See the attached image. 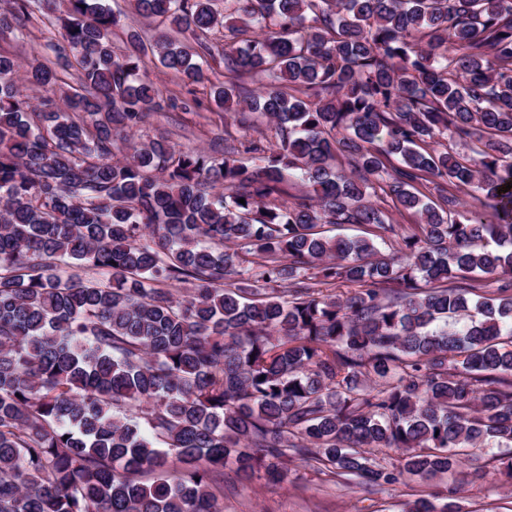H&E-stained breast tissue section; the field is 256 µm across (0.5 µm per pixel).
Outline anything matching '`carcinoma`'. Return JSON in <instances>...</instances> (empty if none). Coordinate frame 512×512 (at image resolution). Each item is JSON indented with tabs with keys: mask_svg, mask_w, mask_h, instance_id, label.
<instances>
[{
	"mask_svg": "<svg viewBox=\"0 0 512 512\" xmlns=\"http://www.w3.org/2000/svg\"><path fill=\"white\" fill-rule=\"evenodd\" d=\"M131 5L185 43L130 31L118 54L102 0H0L22 36L56 22L82 77L32 56L27 82L63 104L39 109L0 53V512H224V466L283 482L295 457L384 487L474 448L511 481L512 0ZM218 25L224 69L268 82L215 104L263 113L276 144L249 143L254 166L165 140L114 157L163 109L144 58L198 81ZM472 274L498 304L471 301ZM458 488L406 512H457Z\"/></svg>",
	"mask_w": 512,
	"mask_h": 512,
	"instance_id": "1",
	"label": "carcinoma"
}]
</instances>
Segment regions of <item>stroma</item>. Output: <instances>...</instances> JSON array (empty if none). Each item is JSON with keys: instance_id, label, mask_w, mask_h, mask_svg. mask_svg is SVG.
Listing matches in <instances>:
<instances>
[{"instance_id": "1", "label": "stroma", "mask_w": 512, "mask_h": 512, "mask_svg": "<svg viewBox=\"0 0 512 512\" xmlns=\"http://www.w3.org/2000/svg\"><path fill=\"white\" fill-rule=\"evenodd\" d=\"M122 15L121 25L112 34L115 51L125 49V32L139 30L145 42H153L161 32L157 22L139 16L128 0H106ZM62 40L59 26L38 20L27 36H20L12 25L0 27V53L17 60L32 55L53 59V44ZM146 69L163 97L174 100V107L150 113L137 129L138 140L166 138L177 149H202L222 155L225 144L257 140L276 143L275 130L266 116L251 113L249 128H242L237 114L218 110L213 104L214 88L229 78L222 60L211 63L208 78L194 82L163 69L154 58H147ZM473 467L486 471L483 479L466 480L456 498L458 512H507L512 507V488L492 476L493 462L481 454ZM288 480L274 484L262 478L245 482L232 469L224 471V512H403L406 503L427 495L429 487L409 480L374 493L355 477H340L319 471L312 463L293 459L288 464Z\"/></svg>"}]
</instances>
